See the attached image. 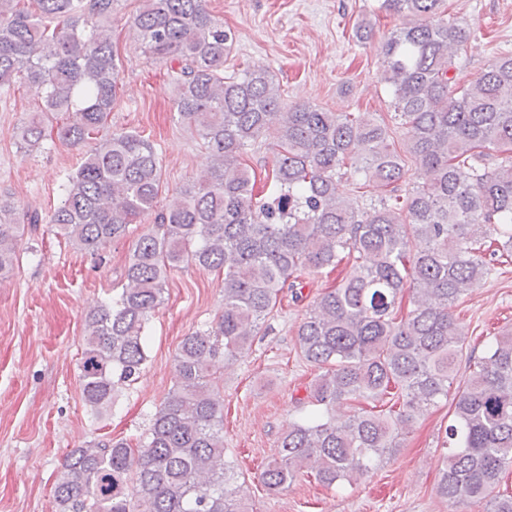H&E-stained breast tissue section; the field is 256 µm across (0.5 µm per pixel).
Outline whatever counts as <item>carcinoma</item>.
Masks as SVG:
<instances>
[{"label":"carcinoma","instance_id":"obj_1","mask_svg":"<svg viewBox=\"0 0 512 512\" xmlns=\"http://www.w3.org/2000/svg\"><path fill=\"white\" fill-rule=\"evenodd\" d=\"M117 2L0 0V93L24 86L42 103L21 128L26 152L75 147L105 128L119 91L105 26ZM443 2L377 7L402 18L386 36L383 70L397 139L370 112L288 104L267 69L224 75L237 35L206 0H143L132 18L139 45L173 73L179 118L211 165L156 214L154 145L132 131L100 135L51 214L0 191V279L15 269L26 230L52 224L67 245L99 255L154 216L132 244L121 293L86 317L79 380L94 420L143 372L148 324L171 271L224 274L223 309L182 339L175 382L145 435L98 437L65 454L54 512H249L226 459L224 379L214 368L249 351L286 291L305 303L296 342L314 377L299 400L304 414L262 466L269 491L304 474L327 488L358 484L448 400L465 357L473 369L456 387L436 492L448 512H512V495L497 491L512 467V329L489 337L477 357L457 314L496 253L512 256V55L458 83L452 71L468 33ZM73 109L78 120L53 124ZM267 140L271 188L260 195L243 150ZM410 162L418 182L406 180ZM345 175L377 202L360 208L339 196ZM342 264L336 287L303 294L306 279ZM386 395L387 414L361 407Z\"/></svg>","mask_w":512,"mask_h":512}]
</instances>
